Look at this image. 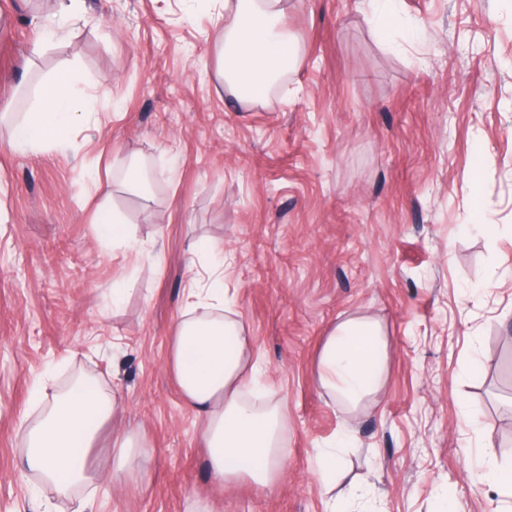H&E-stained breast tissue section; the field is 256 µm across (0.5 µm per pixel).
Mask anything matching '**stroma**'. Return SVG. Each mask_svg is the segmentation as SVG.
<instances>
[{
  "instance_id": "stroma-1",
  "label": "stroma",
  "mask_w": 512,
  "mask_h": 512,
  "mask_svg": "<svg viewBox=\"0 0 512 512\" xmlns=\"http://www.w3.org/2000/svg\"><path fill=\"white\" fill-rule=\"evenodd\" d=\"M288 0L301 63L245 106L218 76L224 0H86L42 39L57 0H0V120L23 119L77 68L97 99L65 149L0 136V512H512L485 482L512 465V0ZM144 167L148 195L127 172ZM130 243L102 240L100 202ZM223 248L224 285L287 413L288 469L221 492L201 422L167 370L188 250ZM125 282L120 304L112 290ZM390 340L376 401L320 391L325 337L350 314ZM88 371L120 416L85 457L90 490L58 495L23 465L37 389ZM353 442L326 493L317 448ZM141 473L112 483V433Z\"/></svg>"
}]
</instances>
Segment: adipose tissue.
<instances>
[{"mask_svg": "<svg viewBox=\"0 0 512 512\" xmlns=\"http://www.w3.org/2000/svg\"><path fill=\"white\" fill-rule=\"evenodd\" d=\"M231 25L224 28L220 68L229 91L245 103L262 101L281 73L296 67L300 51L288 27L283 0H224ZM76 72L53 79L23 120L9 128L10 145L20 152L50 145L65 147L81 115ZM223 264H213L208 284L189 281L186 307L173 325L168 368L184 404L201 419V432L216 484L240 481L274 490L287 471L280 446L284 414L272 401L250 395L262 373L253 338L225 296ZM389 338L382 324L355 315L334 326L316 365L319 388L347 411H357L384 383ZM42 415L25 429L26 465L61 493L91 484L84 452L99 424L114 413L116 400L99 389H71L65 396L41 391ZM250 458L247 469L232 466Z\"/></svg>", "mask_w": 512, "mask_h": 512, "instance_id": "adipose-tissue-1", "label": "adipose tissue"}]
</instances>
